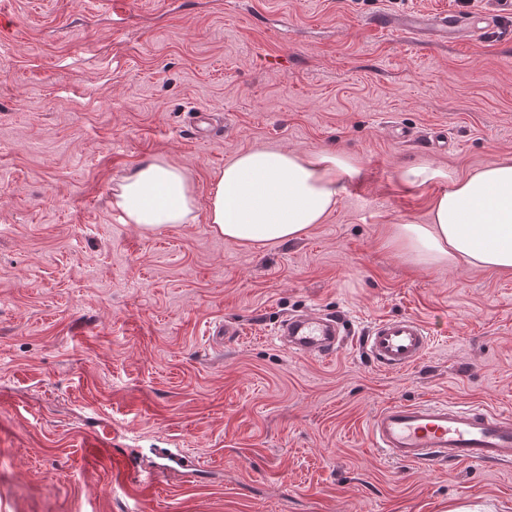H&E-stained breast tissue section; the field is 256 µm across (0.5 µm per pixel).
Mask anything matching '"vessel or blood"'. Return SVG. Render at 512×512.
<instances>
[{
    "label": "vessel or blood",
    "instance_id": "b4317fda",
    "mask_svg": "<svg viewBox=\"0 0 512 512\" xmlns=\"http://www.w3.org/2000/svg\"><path fill=\"white\" fill-rule=\"evenodd\" d=\"M512 16V0H496L490 12L470 15L436 13L399 18L377 16L376 28L395 25L412 33L428 26L462 40L471 34L489 35ZM341 321L317 310L290 316L276 332L289 351L334 357L343 343ZM430 344V333L419 320L404 316L382 318L364 338V348L381 368L402 371L418 364ZM373 447L388 459L409 464H512V416L485 406L445 402L397 403L385 407L369 427Z\"/></svg>",
    "mask_w": 512,
    "mask_h": 512
}]
</instances>
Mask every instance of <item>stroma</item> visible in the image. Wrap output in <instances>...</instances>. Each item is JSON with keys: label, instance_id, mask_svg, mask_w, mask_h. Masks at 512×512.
Instances as JSON below:
<instances>
[{"label": "stroma", "instance_id": "35a3bbf8", "mask_svg": "<svg viewBox=\"0 0 512 512\" xmlns=\"http://www.w3.org/2000/svg\"><path fill=\"white\" fill-rule=\"evenodd\" d=\"M0 27V512H512V465H409L368 430L397 402L512 412V274L427 266L390 245L449 175L512 156V21L476 40L368 26L486 0H4ZM446 150L428 147L429 137ZM266 146L350 157L335 210L246 246L207 222L211 182ZM163 157L196 218L145 232L112 191ZM437 170L420 185L401 173ZM318 309L332 360L282 347ZM431 330L418 365L362 348L378 319ZM232 324L236 335L212 328ZM107 452L88 465L84 448ZM191 469L116 481L122 449ZM276 335L289 351L331 359L342 346L344 327L337 318L310 310L283 321Z\"/></svg>", "mask_w": 512, "mask_h": 512}]
</instances>
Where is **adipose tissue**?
Instances as JSON below:
<instances>
[{
    "label": "adipose tissue",
    "mask_w": 512,
    "mask_h": 512,
    "mask_svg": "<svg viewBox=\"0 0 512 512\" xmlns=\"http://www.w3.org/2000/svg\"><path fill=\"white\" fill-rule=\"evenodd\" d=\"M350 158L331 152L256 148L237 154L213 179L207 222L244 245L284 244L323 223L336 208ZM424 224H397L398 250L424 265H465L512 274V157L449 176ZM125 223L151 232L195 218L194 186L179 166L153 158L134 168L112 196Z\"/></svg>",
    "instance_id": "ef3b65f1"
}]
</instances>
